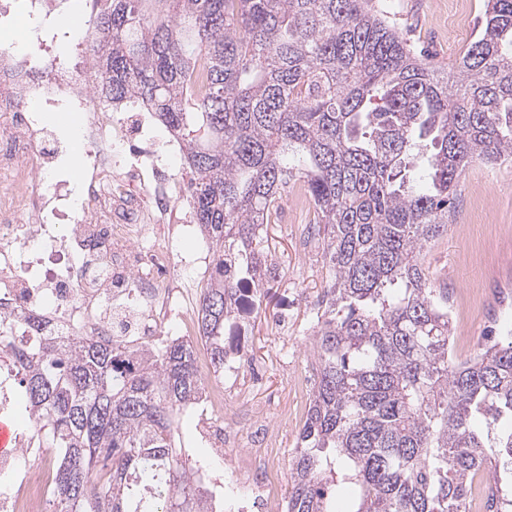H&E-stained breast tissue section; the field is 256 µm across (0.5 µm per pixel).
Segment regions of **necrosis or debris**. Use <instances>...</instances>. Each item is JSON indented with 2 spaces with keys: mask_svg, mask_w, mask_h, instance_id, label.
<instances>
[{
  "mask_svg": "<svg viewBox=\"0 0 512 512\" xmlns=\"http://www.w3.org/2000/svg\"><path fill=\"white\" fill-rule=\"evenodd\" d=\"M60 0H0V30L19 10L40 16L44 31L24 51L0 48V328L19 316L65 336H110L112 290L141 342L158 340L176 318L182 332L197 305L173 307L174 272L204 266L179 241L189 228L182 166L162 162L147 117L108 112L84 83L83 63L43 73L38 65L59 48L54 16ZM68 104L80 117L85 145L80 198L57 168L68 147L39 119ZM167 226L164 243L153 240ZM52 483L39 476L0 496V512H46Z\"/></svg>",
  "mask_w": 512,
  "mask_h": 512,
  "instance_id": "necrosis-or-debris-1",
  "label": "necrosis or debris"
}]
</instances>
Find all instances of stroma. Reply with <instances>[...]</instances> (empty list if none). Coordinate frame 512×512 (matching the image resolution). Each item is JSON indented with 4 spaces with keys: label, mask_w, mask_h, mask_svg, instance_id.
Instances as JSON below:
<instances>
[{
    "label": "stroma",
    "mask_w": 512,
    "mask_h": 512,
    "mask_svg": "<svg viewBox=\"0 0 512 512\" xmlns=\"http://www.w3.org/2000/svg\"><path fill=\"white\" fill-rule=\"evenodd\" d=\"M391 21L439 69H449L477 36L484 0H386ZM312 209L286 207L279 223L264 225L263 247L273 273L263 303L250 319L246 363L224 390L223 421L237 433L238 467L204 443L200 406L183 412L176 443L205 460L212 482L231 481L225 506L248 496L241 471L261 473L287 501L291 465L315 373L311 366L318 300L326 285L324 243L309 228ZM436 286L447 289L457 360L473 357L485 337L512 331V162L472 160L462 171L447 231L424 251ZM284 317L285 326L274 323Z\"/></svg>",
    "instance_id": "1"
}]
</instances>
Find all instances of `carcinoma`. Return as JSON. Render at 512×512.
Here are the masks:
<instances>
[{"label": "carcinoma", "mask_w": 512, "mask_h": 512, "mask_svg": "<svg viewBox=\"0 0 512 512\" xmlns=\"http://www.w3.org/2000/svg\"><path fill=\"white\" fill-rule=\"evenodd\" d=\"M484 18L440 72L375 0H105L91 16L89 88L107 111L154 113L184 151L213 255L197 339L215 371L282 190L301 184L323 228L317 381L287 512H467L477 475L485 512H512V336L456 361L448 292L423 265L466 164L512 162V0H485ZM424 150L418 193L407 164ZM14 326L0 340L33 444L60 457L55 512H214L205 464L176 445L204 390L195 342ZM340 485L347 506L328 497Z\"/></svg>", "instance_id": "carcinoma-1"}]
</instances>
